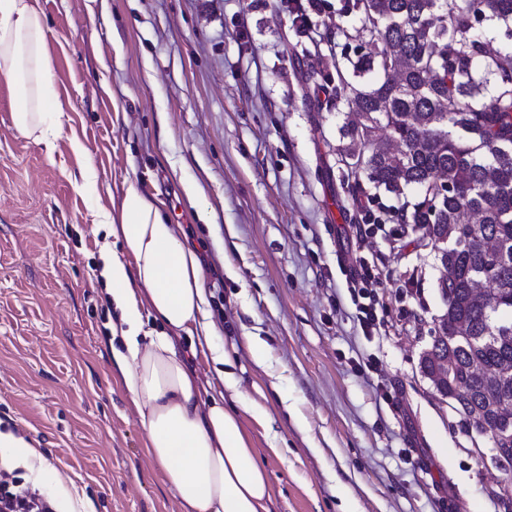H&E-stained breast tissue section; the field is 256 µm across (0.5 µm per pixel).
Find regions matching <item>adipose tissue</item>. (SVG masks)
I'll use <instances>...</instances> for the list:
<instances>
[{"label":"adipose tissue","instance_id":"obj_1","mask_svg":"<svg viewBox=\"0 0 512 512\" xmlns=\"http://www.w3.org/2000/svg\"><path fill=\"white\" fill-rule=\"evenodd\" d=\"M0 76L14 91L17 131L54 152L64 106L53 90L42 21L31 0H0ZM102 217L115 246L104 269L119 313L112 336L122 342L111 359L149 436L150 458L181 512H270L272 485L239 413L225 408L223 399H203L174 344L175 336L189 334L192 350L219 365L225 389H237L226 353L213 344V326L199 320L207 297L197 254L135 186L126 187L119 213ZM148 317L161 331L146 329ZM0 458L32 468L51 486L59 512H77L71 492L41 465L32 442L0 431Z\"/></svg>","mask_w":512,"mask_h":512}]
</instances>
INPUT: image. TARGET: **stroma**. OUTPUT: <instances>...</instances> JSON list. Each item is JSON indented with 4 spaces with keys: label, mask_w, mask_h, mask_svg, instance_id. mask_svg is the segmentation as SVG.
Here are the masks:
<instances>
[{
    "label": "stroma",
    "mask_w": 512,
    "mask_h": 512,
    "mask_svg": "<svg viewBox=\"0 0 512 512\" xmlns=\"http://www.w3.org/2000/svg\"><path fill=\"white\" fill-rule=\"evenodd\" d=\"M32 3L66 115L46 153L15 128L0 78V430L34 443L86 512H179L110 361L98 210L132 184L202 258L214 342L239 381L224 393L199 356L203 388L270 417L241 416L270 512H507L489 438L420 372L445 306L400 225L376 245L380 334L355 319L336 250L358 255L356 224L398 201L348 193L342 121L312 95L345 40L295 32L282 0Z\"/></svg>",
    "instance_id": "35a3bbf8"
}]
</instances>
